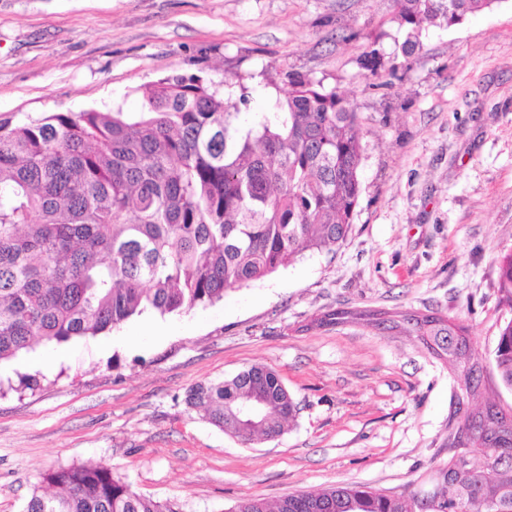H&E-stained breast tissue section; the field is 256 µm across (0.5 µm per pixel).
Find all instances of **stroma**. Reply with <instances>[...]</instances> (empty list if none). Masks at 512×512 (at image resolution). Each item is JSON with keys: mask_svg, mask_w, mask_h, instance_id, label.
<instances>
[{"mask_svg": "<svg viewBox=\"0 0 512 512\" xmlns=\"http://www.w3.org/2000/svg\"><path fill=\"white\" fill-rule=\"evenodd\" d=\"M393 0H0V119L141 108L168 76L283 84L288 73L361 116L362 192L351 232L191 310L39 342L0 362V512H23L45 473L99 463L182 512L244 498L367 485L411 495L446 465L458 383L417 337L363 312L448 316L468 327L482 398L512 409L494 348L502 257L512 253V0L424 30L409 67ZM383 65L361 64L368 46ZM336 310L354 320L324 325ZM60 354L53 366L50 354ZM254 364L297 402L279 437L244 441L189 407L201 382Z\"/></svg>", "mask_w": 512, "mask_h": 512, "instance_id": "35a3bbf8", "label": "stroma"}]
</instances>
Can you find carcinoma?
<instances>
[{"label": "carcinoma", "mask_w": 512, "mask_h": 512, "mask_svg": "<svg viewBox=\"0 0 512 512\" xmlns=\"http://www.w3.org/2000/svg\"><path fill=\"white\" fill-rule=\"evenodd\" d=\"M501 0H394L406 31L404 60L429 27L450 28ZM262 111L254 89L224 80L161 79L142 91L138 112L56 113L0 122V361L39 340L96 335L148 309L190 310L224 299L312 251L348 236L361 194L360 115L336 90L288 78ZM495 366L512 387V253L499 266ZM446 359L463 383L455 454L479 456L468 471L431 476L430 512H512V428H493L486 402L462 408L481 387L482 366L454 319L385 318ZM253 396L262 414L246 428L235 408ZM189 406L247 440L280 435L297 405L278 374L252 365L230 380L199 383ZM57 492H33L24 512H181L132 491L111 468L85 465L45 474ZM365 485L289 495L275 506L245 498L234 512H421L417 497Z\"/></svg>", "instance_id": "obj_1"}]
</instances>
